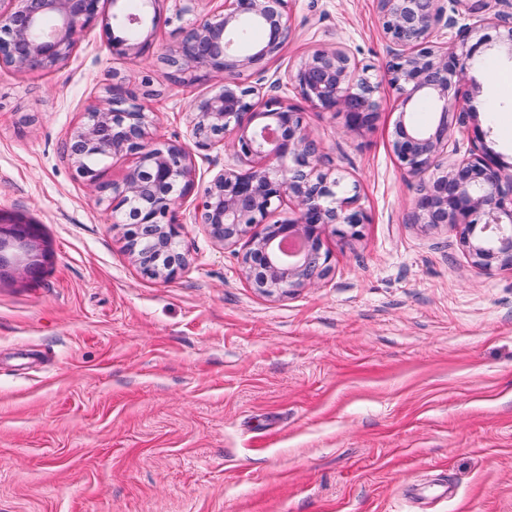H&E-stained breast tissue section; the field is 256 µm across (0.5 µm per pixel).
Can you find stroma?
Instances as JSON below:
<instances>
[{
  "label": "stroma",
  "instance_id": "1",
  "mask_svg": "<svg viewBox=\"0 0 512 512\" xmlns=\"http://www.w3.org/2000/svg\"><path fill=\"white\" fill-rule=\"evenodd\" d=\"M217 7L163 0L137 54H112L101 20L54 68L0 66V212L38 225L0 271V512H408L414 491L424 512H512V270L474 265L460 229L415 222L388 88L356 133L279 89L320 170L357 184L368 216L360 239L326 231L329 272L289 293L252 288L245 242L197 218L196 191L237 162L233 134L193 152L195 191L174 216L188 264L170 280L134 262L99 190L136 156L108 159L94 183L77 173L70 135L115 74L154 89L156 145L190 143L191 102L224 75L183 85L161 58ZM337 46L380 75V0H288L280 53L242 79L269 86ZM488 61L475 103L510 166L512 59ZM440 478L453 498L435 497Z\"/></svg>",
  "mask_w": 512,
  "mask_h": 512
}]
</instances>
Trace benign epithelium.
Segmentation results:
<instances>
[{
    "mask_svg": "<svg viewBox=\"0 0 512 512\" xmlns=\"http://www.w3.org/2000/svg\"><path fill=\"white\" fill-rule=\"evenodd\" d=\"M159 2L143 0L139 15L125 12L124 0H112L113 23L149 38L156 23L150 12L157 11ZM382 2L390 59L381 79L397 93L402 108L392 150L403 168L424 177L415 202L416 221L458 227L475 265L512 269V173L488 146L478 111L460 103L480 93L479 84L464 92L460 82L486 51L497 49L512 60V14L461 29L460 45L448 50L432 42L434 30L454 28V13L462 7L474 12L476 5L453 0L450 15L442 0ZM100 3L0 0V65L55 67L71 55L77 33L98 19ZM245 22L256 23L264 33L249 48L237 40ZM488 27L495 35L485 32ZM287 34V0H224L222 9L197 19L164 57L169 77L178 83L196 81L203 69L224 73L219 92L192 104L193 145L210 148L231 132L236 157L250 168H224L203 188L195 209L217 240L234 244L249 237L243 271L253 287L270 296L303 288L329 269L330 257L321 252L327 228L358 239L367 223L357 205V185L340 174L317 172L319 150L305 130L302 112L278 95L267 96L259 111L254 101L258 88L240 81L244 70L277 55ZM109 46L113 54L124 56L143 43L113 35ZM286 82L308 103L339 109L351 132L370 127L377 118L378 84L341 48L315 51L287 72ZM152 95L148 83L134 94L112 78L87 109L86 121L73 131L68 151L79 174L90 180L97 172L88 156H137L132 174L99 189L112 192L117 206L128 209L123 236L143 272L170 279L187 264L177 248L174 213L193 185L194 169L189 146L150 143L152 120L144 100ZM425 96L434 100L436 111L428 126L419 127L405 116L407 107ZM453 126L472 132V149L468 157L444 166L439 157ZM287 199L296 202L293 217L267 223L275 205ZM256 226L262 230L251 232Z\"/></svg>",
    "mask_w": 512,
    "mask_h": 512,
    "instance_id": "1",
    "label": "benign epithelium"
}]
</instances>
